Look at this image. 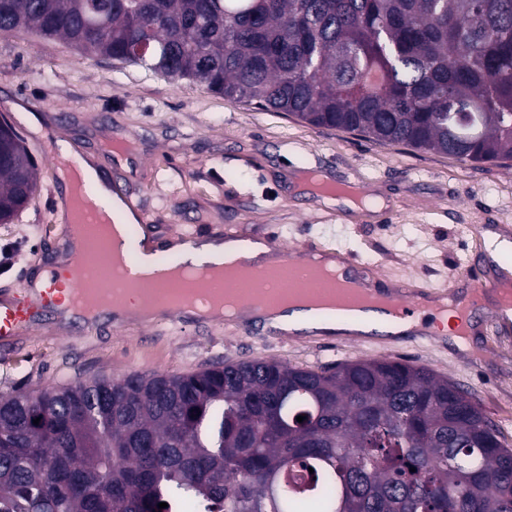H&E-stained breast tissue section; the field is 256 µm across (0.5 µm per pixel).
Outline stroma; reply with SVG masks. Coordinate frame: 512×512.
<instances>
[{
    "mask_svg": "<svg viewBox=\"0 0 512 512\" xmlns=\"http://www.w3.org/2000/svg\"><path fill=\"white\" fill-rule=\"evenodd\" d=\"M35 160L39 188L0 248L15 245L0 269V298L24 292L36 271L65 257L58 202L68 192L58 170L91 155L105 178L119 177L136 200V234L156 239L198 231L237 233L248 243L326 248L359 255L371 278L442 290L471 270V225L512 232V166L460 162L432 151L381 146L335 129L225 99L187 80L85 55L35 33L0 36V114ZM40 131H33L32 122ZM66 140L71 157L55 152ZM130 144L127 167L108 143ZM313 172L329 186L381 198L354 219L332 216L319 192L297 186ZM487 296L473 315L471 349L460 352L438 330L389 344L342 334L249 332L215 321L187 328L62 323L45 313L0 345V393L33 391L96 376L183 373L216 361L275 359L320 369L345 359L388 358L432 368L469 391L512 444V320L495 317Z\"/></svg>",
    "mask_w": 512,
    "mask_h": 512,
    "instance_id": "stroma-1",
    "label": "stroma"
}]
</instances>
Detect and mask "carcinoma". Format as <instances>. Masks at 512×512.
I'll use <instances>...</instances> for the list:
<instances>
[{
	"label": "carcinoma",
	"mask_w": 512,
	"mask_h": 512,
	"mask_svg": "<svg viewBox=\"0 0 512 512\" xmlns=\"http://www.w3.org/2000/svg\"><path fill=\"white\" fill-rule=\"evenodd\" d=\"M28 31L380 145L512 161V0H0V35ZM140 42L144 58L130 55ZM34 168L4 124L0 224L32 199ZM176 498L512 512V447L461 386L381 358L227 361L0 396V512H168L158 503Z\"/></svg>",
	"instance_id": "cac0c4a2"
}]
</instances>
